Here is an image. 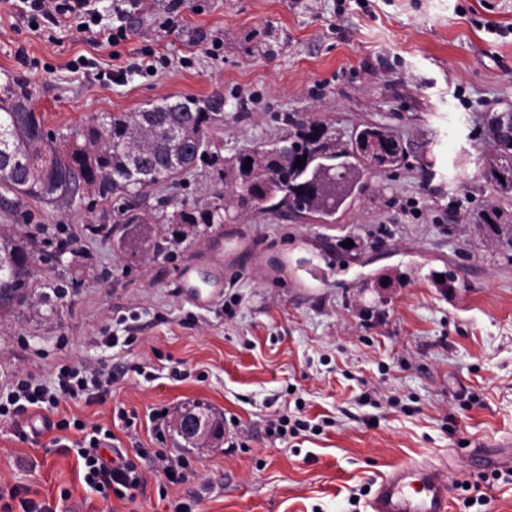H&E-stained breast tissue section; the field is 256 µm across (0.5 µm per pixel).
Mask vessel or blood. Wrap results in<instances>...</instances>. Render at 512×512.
<instances>
[{
	"mask_svg": "<svg viewBox=\"0 0 512 512\" xmlns=\"http://www.w3.org/2000/svg\"><path fill=\"white\" fill-rule=\"evenodd\" d=\"M470 462L512 469V446L473 448ZM448 470L433 463L396 468L383 475L370 501V512H448Z\"/></svg>",
	"mask_w": 512,
	"mask_h": 512,
	"instance_id": "obj_1",
	"label": "vessel or blood"
}]
</instances>
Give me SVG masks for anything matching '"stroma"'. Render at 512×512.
<instances>
[{
	"label": "stroma",
	"instance_id": "stroma-1",
	"mask_svg": "<svg viewBox=\"0 0 512 512\" xmlns=\"http://www.w3.org/2000/svg\"><path fill=\"white\" fill-rule=\"evenodd\" d=\"M120 4L97 0L98 28L126 30L113 44L0 8V83L25 76L46 129L187 96L220 100L212 135L228 162L284 136L288 115L342 142L388 127L407 155L334 223L260 206L189 227L158 257L87 232L112 223L117 196L0 207V225H42L34 249L48 256L26 303L0 313V372L112 375L99 401L62 402L32 426L0 418V489L28 487L52 512H370L393 467L452 466L512 439V238L480 224L493 207L512 227V197L485 177L487 121L512 110V0H138L121 18ZM146 50L149 74L136 68ZM223 190L200 162L141 208L162 230ZM61 229L74 243L57 261ZM105 327L115 347L96 343ZM194 401L221 440L155 432V412ZM282 415L310 426L269 436ZM65 417L142 454L135 501L83 482V432L53 427ZM159 449L184 457L180 482L149 465ZM472 478L453 475L450 512H512V473L466 508Z\"/></svg>",
	"mask_w": 512,
	"mask_h": 512
}]
</instances>
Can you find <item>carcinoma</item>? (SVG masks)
<instances>
[{"label": "carcinoma", "instance_id": "1", "mask_svg": "<svg viewBox=\"0 0 512 512\" xmlns=\"http://www.w3.org/2000/svg\"><path fill=\"white\" fill-rule=\"evenodd\" d=\"M29 82L22 76L0 85V135L10 141L0 165V189L19 200L75 202L93 189L101 199L125 195L118 220L108 226L91 225L123 250L153 251L163 244L136 201L154 186L173 182L198 161L220 160L219 140L209 135L215 120L212 106L194 98L164 100L136 112L108 114L102 120L45 131L37 117ZM288 135L269 148H246L233 159L224 179L229 198L218 194L178 212L176 225L167 228L173 242L184 237L183 224H222L226 204L248 211L271 201L300 217L330 222L360 188L371 169L366 148L383 152L382 170L400 165L406 149L386 128L365 125L349 143L334 141L330 127L286 118ZM488 176L497 191L512 195V151L495 147ZM301 159L302 166L296 165ZM250 168H245V165ZM33 233L23 237L0 231V311L22 305L34 262Z\"/></svg>", "mask_w": 512, "mask_h": 512}]
</instances>
